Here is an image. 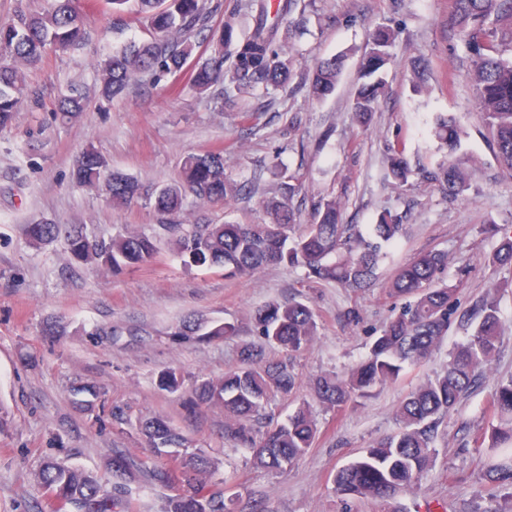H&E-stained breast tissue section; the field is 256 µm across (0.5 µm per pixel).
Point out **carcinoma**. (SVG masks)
Here are the masks:
<instances>
[{
	"label": "carcinoma",
	"instance_id": "cac0c4a2",
	"mask_svg": "<svg viewBox=\"0 0 512 512\" xmlns=\"http://www.w3.org/2000/svg\"><path fill=\"white\" fill-rule=\"evenodd\" d=\"M77 4L78 0H47L39 10H19L0 23V128L12 124L26 100L38 98L26 70L49 51L66 53L80 44L84 14ZM105 4L114 20L125 13L133 15L141 36L94 64L95 91L104 100L124 95L141 77L156 84L184 79L214 111L222 112L234 107L235 99L216 94L215 87L229 86L239 96L266 100L245 114L246 121L255 125L277 93L288 88L292 61L280 44L279 32L290 38L301 28L302 22L291 18L300 0H280L272 12L264 0L248 4L256 14L251 30L242 35L236 30L237 11L223 13L219 0H105ZM217 13L223 14V21L214 28L210 22ZM449 25L476 63L471 80L482 118L501 167L512 174V0H454ZM206 31L211 33L209 52L197 61L196 38ZM397 37L385 25L369 32L351 104L352 120L363 129L369 127L384 95L382 74L392 60ZM345 60L339 54L315 64L307 77L313 98L320 100L335 92ZM85 102V93L70 86L56 103V119L64 124L76 122ZM435 136L440 148L450 154L460 145L459 130L446 115L436 117ZM387 165L395 181H408L412 169L404 142L388 146ZM424 173L450 198L469 188L468 173L451 157ZM73 179L80 187L105 191L117 209L144 200L164 216L180 212L189 198L200 205L228 202L246 188L226 173L220 151L188 153L181 159L176 179L148 185L113 170L88 147L76 161ZM303 191L298 180L261 196L256 223L161 224L159 228L187 266L218 267L225 276L237 277L287 262L304 267L318 281L344 288L372 287L382 245L395 243L403 231L400 218L381 215L372 227L373 240L368 241L353 225L344 223L340 202L322 197L313 203L312 222L299 232L301 211L292 201ZM26 233L34 245L61 237L74 261L114 271L150 266L160 255L156 236L144 232L90 235L80 225L64 229L45 222L28 225ZM488 263L512 266L511 234L500 238ZM447 267L448 254L441 250L420 253L398 267L387 281L386 292L402 301L401 310L385 324L367 358L341 377L320 375L312 380L321 405L334 408L354 403L370 397L376 387L397 380L405 366L428 359L453 323L473 327L467 341L448 354L441 373L413 387L400 403L395 414L397 431L336 471L334 490L340 496L376 499L387 505V512H404L397 497L421 482L432 467L440 420L492 369L504 328L499 302L489 293L473 309L458 313L457 289L442 279ZM251 319L258 341L241 348L238 366L224 377L201 379L190 408L223 407L224 439L249 449L256 466L283 471L313 446L317 425L313 406L304 401L283 422L263 431L254 426L270 395L287 397L298 384L289 360L271 359L266 350L276 347L289 356L298 353L315 339L318 324L314 312L296 300L270 301L254 309ZM236 333L231 323L187 317L181 321L178 336L212 342ZM489 410L499 424L484 432L481 445L491 451L511 448L512 377L495 384ZM136 428L153 455L167 458L172 469L187 472L182 494L168 499L165 512H234L233 501L224 497L222 489L226 477L202 449L186 457L187 439L160 417L140 419ZM128 468L126 457L114 459L115 482L109 490L96 475L50 460L39 471L38 483L77 512H129L130 502L120 494ZM476 495L488 501L486 512H499L496 503L504 495L512 501V462L483 467Z\"/></svg>",
	"mask_w": 512,
	"mask_h": 512
}]
</instances>
